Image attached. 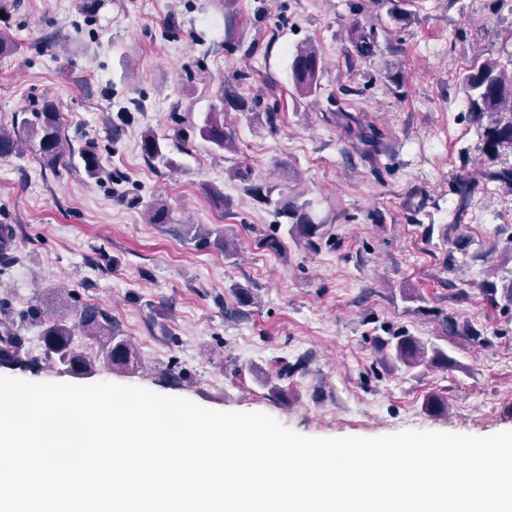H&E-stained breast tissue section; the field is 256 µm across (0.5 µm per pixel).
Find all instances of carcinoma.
<instances>
[{
    "label": "carcinoma",
    "mask_w": 512,
    "mask_h": 512,
    "mask_svg": "<svg viewBox=\"0 0 512 512\" xmlns=\"http://www.w3.org/2000/svg\"><path fill=\"white\" fill-rule=\"evenodd\" d=\"M353 50L347 56L348 66L356 59L375 55L378 41L375 32H361L352 39ZM322 61L312 45L296 51L291 62L295 91L301 96H312L320 90ZM466 93L470 120L476 125L479 149L486 176L512 191V72H507L499 62L487 60L467 70L461 77ZM222 113L213 112L201 129L204 140L221 150L235 149L233 131L224 126ZM27 140L37 148L43 164L55 167L63 162L64 138L60 113L52 106L22 121V130L0 125V157L18 152L21 140ZM141 152L151 161L165 160L159 138L146 133L141 139ZM277 208L292 220L291 233L308 244L322 235L323 225L313 221L308 212V203L299 202L298 197L281 195ZM221 233L190 224L185 238L196 246H208L211 241H220ZM488 300L495 306L500 303L512 305V285L498 291L495 283L484 285ZM39 327L45 359L64 367L76 376H87L101 363L111 370H126L136 361L137 353L130 338L120 335L112 328V321L99 307L91 304L64 305L63 310L49 316L39 306H32L21 313ZM95 350L91 356L80 350L82 346ZM382 367L396 370L401 366L415 368L420 365L440 362L448 363L445 352L432 343L400 331L380 342ZM38 358L30 355L18 325L13 322L0 323V367L24 368L36 364Z\"/></svg>",
    "instance_id": "1"
}]
</instances>
